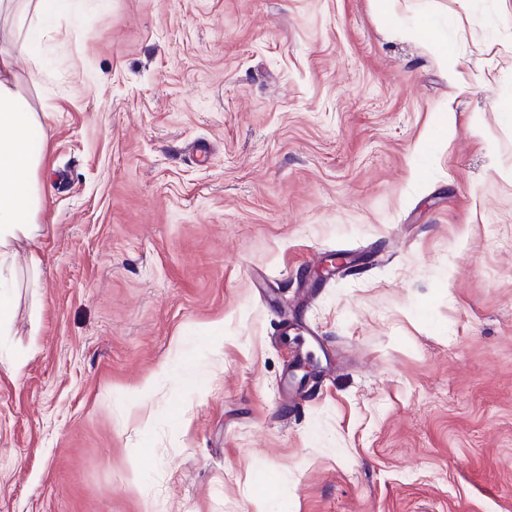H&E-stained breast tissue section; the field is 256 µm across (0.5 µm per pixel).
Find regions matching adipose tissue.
<instances>
[{
  "instance_id": "ef3b65f1",
  "label": "adipose tissue",
  "mask_w": 512,
  "mask_h": 512,
  "mask_svg": "<svg viewBox=\"0 0 512 512\" xmlns=\"http://www.w3.org/2000/svg\"><path fill=\"white\" fill-rule=\"evenodd\" d=\"M38 121L19 87L12 57L0 53V335L10 327L14 314L17 245L26 244L29 251L28 287H36L42 266L36 248V219L45 206V193L37 179L43 156L31 140Z\"/></svg>"
}]
</instances>
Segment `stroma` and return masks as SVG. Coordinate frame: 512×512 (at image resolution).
I'll return each mask as SVG.
<instances>
[{"label":"stroma","mask_w":512,"mask_h":512,"mask_svg":"<svg viewBox=\"0 0 512 512\" xmlns=\"http://www.w3.org/2000/svg\"><path fill=\"white\" fill-rule=\"evenodd\" d=\"M25 37L0 512H512V0H77Z\"/></svg>","instance_id":"35a3bbf8"}]
</instances>
